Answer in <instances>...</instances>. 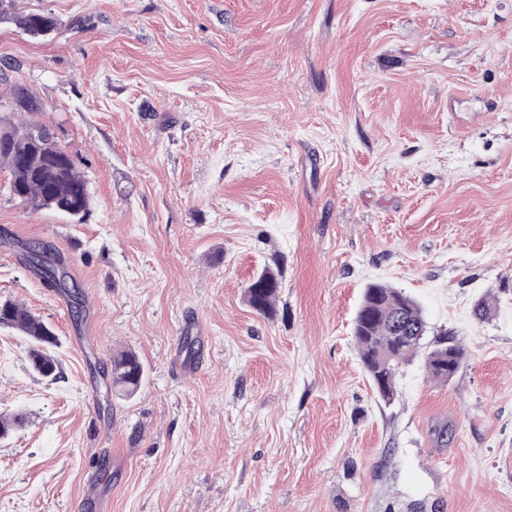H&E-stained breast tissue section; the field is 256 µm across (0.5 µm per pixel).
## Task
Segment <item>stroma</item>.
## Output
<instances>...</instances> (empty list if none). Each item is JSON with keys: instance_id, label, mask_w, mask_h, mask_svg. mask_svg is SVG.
I'll return each instance as SVG.
<instances>
[{"instance_id": "1", "label": "stroma", "mask_w": 512, "mask_h": 512, "mask_svg": "<svg viewBox=\"0 0 512 512\" xmlns=\"http://www.w3.org/2000/svg\"><path fill=\"white\" fill-rule=\"evenodd\" d=\"M18 5L59 26L0 23V126L25 86L92 199L30 211L0 166V236L51 245L85 297L0 243V303L58 366L0 325V415L25 416L0 512H512V0ZM372 282L454 333L456 376L419 356L378 397L352 334ZM280 281L270 269L257 274L245 289L248 305L258 314H271L274 309ZM0 306L6 310L4 316L0 314V323L16 328L31 340L33 348L30 349L28 356L33 370L44 378L55 379L56 362L47 352V348L56 343L51 329L22 305L5 302ZM112 374L116 390L132 395L141 385L144 369L135 354L126 352L113 356Z\"/></svg>"}]
</instances>
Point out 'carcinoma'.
I'll return each instance as SVG.
<instances>
[{
    "label": "carcinoma",
    "instance_id": "1",
    "mask_svg": "<svg viewBox=\"0 0 512 512\" xmlns=\"http://www.w3.org/2000/svg\"><path fill=\"white\" fill-rule=\"evenodd\" d=\"M0 21H11L27 34L42 37L58 28L57 18L47 11L20 12L15 0L0 13ZM19 107L29 113L40 111L37 101L21 86L13 88ZM8 146H0V165L10 171L9 192L26 208L65 214L68 210L88 212L90 190L84 175L70 154L58 145L51 128L39 121L20 129L7 128ZM23 259L42 281L81 302L80 292L69 288L66 272L60 269L65 259L51 246L40 242L11 241ZM280 289L277 275L270 269L257 274L245 289L248 305L257 313L272 312ZM6 314L1 324L13 327L29 338L33 348L29 361L44 378L56 376V362L47 348L56 343L51 329L22 305L5 302ZM427 324L419 305L407 294L388 285L372 283L365 288L353 324V337L360 362L378 394L393 398L400 366L420 353ZM465 358L462 346L443 331L430 340L425 365L432 377L448 380L461 368ZM112 372L117 390L127 395L136 392L144 369L133 353L112 358Z\"/></svg>",
    "mask_w": 512,
    "mask_h": 512
}]
</instances>
